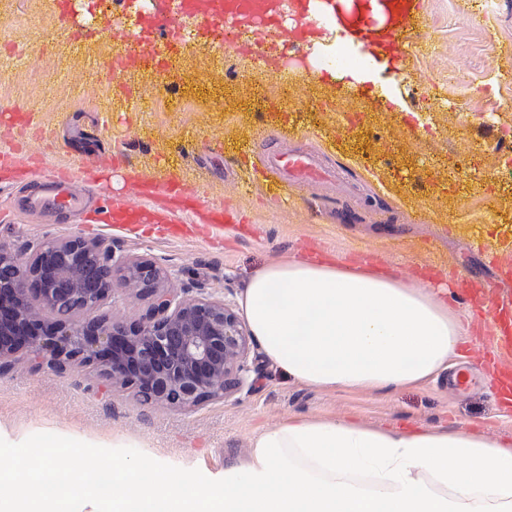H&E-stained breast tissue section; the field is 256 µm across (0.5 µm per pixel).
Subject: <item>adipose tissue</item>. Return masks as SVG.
<instances>
[{"instance_id": "obj_1", "label": "adipose tissue", "mask_w": 512, "mask_h": 512, "mask_svg": "<svg viewBox=\"0 0 512 512\" xmlns=\"http://www.w3.org/2000/svg\"><path fill=\"white\" fill-rule=\"evenodd\" d=\"M241 307L278 370L332 391L421 385L451 366L469 328L467 312L390 269L325 255L264 266ZM0 512H512V435L297 417L217 473L114 458L108 493L84 456L65 478L46 454L25 476L0 473Z\"/></svg>"}]
</instances>
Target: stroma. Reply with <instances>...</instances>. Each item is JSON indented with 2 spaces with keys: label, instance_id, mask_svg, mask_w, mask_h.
<instances>
[{
  "label": "stroma",
  "instance_id": "1",
  "mask_svg": "<svg viewBox=\"0 0 512 512\" xmlns=\"http://www.w3.org/2000/svg\"><path fill=\"white\" fill-rule=\"evenodd\" d=\"M90 0H71L80 37L60 30L56 0H0V203L21 198L31 178L109 156L111 175L87 169L101 206L131 196L145 174L198 192L200 211L232 216L220 238L200 237L196 223L119 231L71 219L52 224L29 212L0 210V243L15 254L77 237L140 256L167 269L170 287L203 285L239 307L247 279L269 259L329 253L346 264L396 268L408 283H448L466 270L491 291L512 293V0H412L416 28L396 34L399 61L374 82L350 90L313 73L315 59L335 52L321 25L314 42L291 51L278 40L242 34L249 51L209 37L207 22L154 0L163 26L143 29L131 0H109L89 14ZM149 45L138 66L108 70L124 45ZM468 70V87L448 83ZM385 82L386 102L374 87ZM348 126L339 135L340 126ZM309 153L331 170L327 188H293L288 206L258 194L260 155L268 143ZM490 331L471 322L462 354L467 387L440 374L401 392L326 391L286 378L253 346L250 386L195 411L144 404L90 366L54 367L52 345L39 364L18 355L0 368V428L36 448L70 433L111 446L124 437L168 464L223 469L245 457L251 437L304 416L376 427L466 425L476 435L512 433V409L488 389L480 363Z\"/></svg>",
  "mask_w": 512,
  "mask_h": 512
}]
</instances>
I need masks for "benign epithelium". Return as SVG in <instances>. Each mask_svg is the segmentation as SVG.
Returning a JSON list of instances; mask_svg holds the SVG:
<instances>
[{
  "instance_id": "1",
  "label": "benign epithelium",
  "mask_w": 512,
  "mask_h": 512,
  "mask_svg": "<svg viewBox=\"0 0 512 512\" xmlns=\"http://www.w3.org/2000/svg\"><path fill=\"white\" fill-rule=\"evenodd\" d=\"M0 368L23 350L40 356L45 332L57 360L93 365L145 403L196 409L223 400L247 384L250 332L221 299L180 297L164 287L170 274L157 264L75 238L38 246L28 261L0 244ZM149 295L135 323L91 313L114 294ZM35 293L38 304L29 301Z\"/></svg>"
}]
</instances>
